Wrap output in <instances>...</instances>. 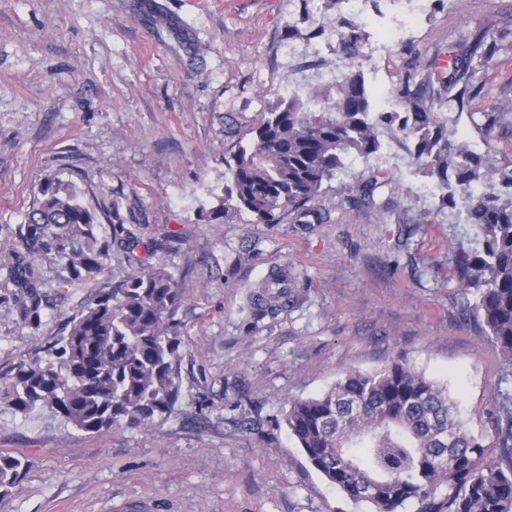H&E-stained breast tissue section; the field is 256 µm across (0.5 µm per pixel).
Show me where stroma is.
Listing matches in <instances>:
<instances>
[{"label": "stroma", "instance_id": "stroma-1", "mask_svg": "<svg viewBox=\"0 0 512 512\" xmlns=\"http://www.w3.org/2000/svg\"><path fill=\"white\" fill-rule=\"evenodd\" d=\"M162 7L167 23L157 22ZM388 0H367L362 45L381 111L399 109L402 75L435 76L452 45L484 29H512V0H445L424 7L394 45L383 28ZM300 32L285 56V25ZM340 18L327 0H0V254L46 178L72 181L100 234L126 225L135 253L113 245L97 279L68 288L43 267L41 303L25 311L0 268V375L66 334L71 317L121 288L136 264H162L182 292L179 396L150 428L90 434L42 409L21 417L0 406V454L27 461L0 512H366L307 462L280 425L288 399L327 390L346 369L401 358L447 384L459 416L496 463L498 402L512 395V363L481 322L479 300L456 286L460 247L480 231L434 208L403 142L385 138L352 174L381 172L384 211L347 201L332 181L320 218L276 224L214 221L225 162L252 138L284 90L307 93L323 70L342 72ZM476 80L470 112L495 104L489 136L512 159V36ZM287 270L288 300L255 311L250 293Z\"/></svg>", "mask_w": 512, "mask_h": 512}]
</instances>
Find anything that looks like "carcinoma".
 <instances>
[{
	"label": "carcinoma",
	"mask_w": 512,
	"mask_h": 512,
	"mask_svg": "<svg viewBox=\"0 0 512 512\" xmlns=\"http://www.w3.org/2000/svg\"><path fill=\"white\" fill-rule=\"evenodd\" d=\"M339 53L345 70L313 97L293 94L263 113L253 140L226 163L224 197L212 211L247 213L255 224H277L288 210L318 216L324 183L348 161L367 159L382 148V135L414 143V156L444 191L441 208L479 227L483 254L461 252L456 279L480 298L471 313L512 362V161L497 153L471 154L437 102L443 95L462 112L480 94L473 84L475 57L490 62L498 39L475 35L468 49L449 56L436 81L406 74L397 89L402 110L378 112L358 65L367 34L341 18ZM502 113L482 114L479 133L489 135ZM385 176L354 178L343 187L352 200L376 204ZM20 249L4 262L9 281L38 310L40 268L57 271L59 285L93 280L105 271L111 242L131 250L135 235L112 225V241L99 236L98 217L76 186L46 180L19 225ZM289 288L279 271L256 285L253 301L273 311ZM181 301L174 276L163 266L141 267L123 288L103 294L69 321L67 334L22 360L0 381V402L25 417L46 408L85 433L114 427L142 429L175 404L178 337L172 318ZM283 421L308 463L332 486L370 512H512V404H498L499 460L484 463V445L458 416L457 401L406 361L344 371L323 393L291 399ZM25 463L0 455V496L21 478Z\"/></svg>",
	"instance_id": "carcinoma-1"
}]
</instances>
